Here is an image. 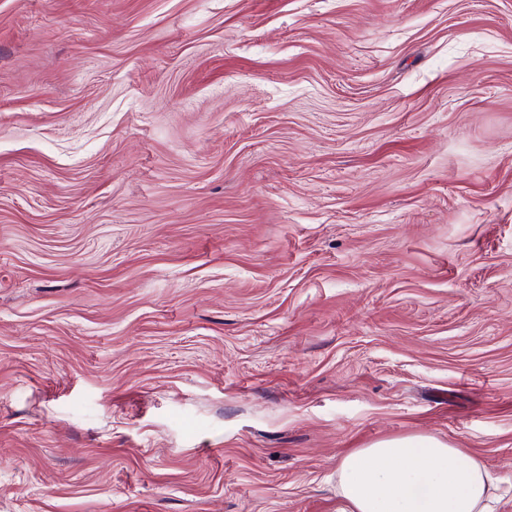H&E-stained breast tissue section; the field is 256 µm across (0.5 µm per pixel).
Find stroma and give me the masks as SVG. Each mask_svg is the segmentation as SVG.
<instances>
[{
	"instance_id": "obj_1",
	"label": "stroma",
	"mask_w": 512,
	"mask_h": 512,
	"mask_svg": "<svg viewBox=\"0 0 512 512\" xmlns=\"http://www.w3.org/2000/svg\"><path fill=\"white\" fill-rule=\"evenodd\" d=\"M512 476V0H0V512H336ZM338 512H489L505 480L433 435L381 439L337 462Z\"/></svg>"
}]
</instances>
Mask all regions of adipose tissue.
Wrapping results in <instances>:
<instances>
[{"label": "adipose tissue", "instance_id": "adipose-tissue-1", "mask_svg": "<svg viewBox=\"0 0 512 512\" xmlns=\"http://www.w3.org/2000/svg\"><path fill=\"white\" fill-rule=\"evenodd\" d=\"M339 512H489L503 479L433 435L381 439L336 466Z\"/></svg>", "mask_w": 512, "mask_h": 512}]
</instances>
